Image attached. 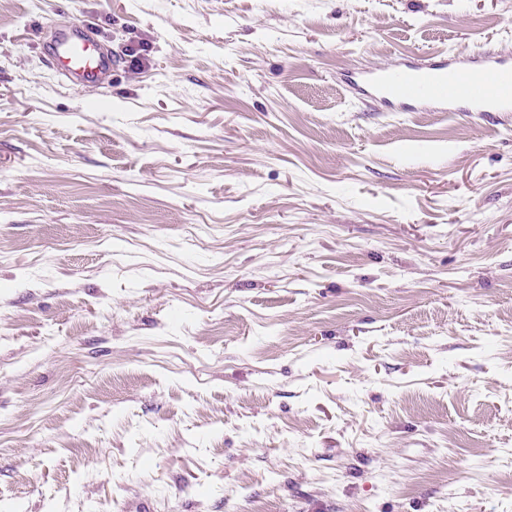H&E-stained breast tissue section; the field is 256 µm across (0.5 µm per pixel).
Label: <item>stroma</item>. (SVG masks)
I'll return each instance as SVG.
<instances>
[{"instance_id": "obj_1", "label": "stroma", "mask_w": 512, "mask_h": 512, "mask_svg": "<svg viewBox=\"0 0 512 512\" xmlns=\"http://www.w3.org/2000/svg\"><path fill=\"white\" fill-rule=\"evenodd\" d=\"M479 50L512 0H0V512H512V112L355 84ZM50 66L70 83L85 88L104 84L116 66V55L82 22L55 25L51 29L48 54Z\"/></svg>"}]
</instances>
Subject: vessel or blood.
<instances>
[{"label": "vessel or blood", "mask_w": 512, "mask_h": 512, "mask_svg": "<svg viewBox=\"0 0 512 512\" xmlns=\"http://www.w3.org/2000/svg\"><path fill=\"white\" fill-rule=\"evenodd\" d=\"M50 66L69 82L96 88L109 78L117 59L111 48L82 22L51 29ZM363 83L373 96L407 110L512 112V55L482 52L451 62L408 64L394 72H366Z\"/></svg>", "instance_id": "vessel-or-blood-1"}]
</instances>
